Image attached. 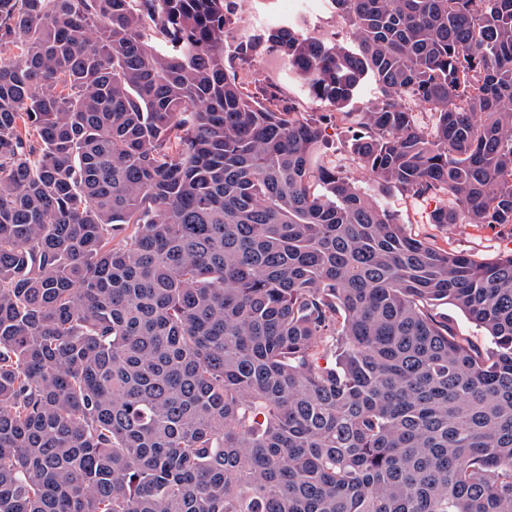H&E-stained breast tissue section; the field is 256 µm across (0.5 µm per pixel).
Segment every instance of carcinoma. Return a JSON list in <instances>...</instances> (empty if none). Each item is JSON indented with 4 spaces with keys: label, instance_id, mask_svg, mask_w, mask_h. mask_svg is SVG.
Instances as JSON below:
<instances>
[{
    "label": "carcinoma",
    "instance_id": "obj_1",
    "mask_svg": "<svg viewBox=\"0 0 512 512\" xmlns=\"http://www.w3.org/2000/svg\"><path fill=\"white\" fill-rule=\"evenodd\" d=\"M332 2L357 48L228 55L236 0H0V512H512V255L252 89L288 56L353 165L512 224V0ZM325 126V144L322 146L324 161L350 171L357 187L377 204L393 212L413 237L425 239L441 249L467 253L477 260H489L512 253L510 226L448 224L442 227L429 224L432 211L446 203V197L415 198L382 186L372 174L354 168L351 164L349 145L352 128L339 121ZM437 311L448 317V320L452 323L459 336L469 339L482 349L487 347L482 329L477 327L458 309L451 305H442L438 307Z\"/></svg>",
    "mask_w": 512,
    "mask_h": 512
}]
</instances>
